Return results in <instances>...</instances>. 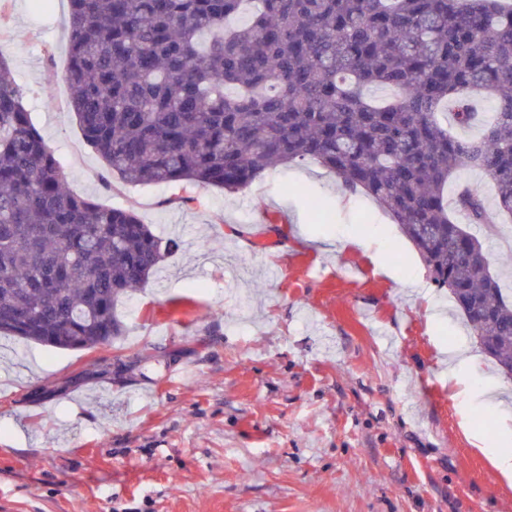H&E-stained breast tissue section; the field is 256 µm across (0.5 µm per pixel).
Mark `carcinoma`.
Listing matches in <instances>:
<instances>
[{"instance_id": "obj_1", "label": "carcinoma", "mask_w": 512, "mask_h": 512, "mask_svg": "<svg viewBox=\"0 0 512 512\" xmlns=\"http://www.w3.org/2000/svg\"><path fill=\"white\" fill-rule=\"evenodd\" d=\"M71 104L105 169L128 184L227 192L314 160L373 198L448 290L471 336L512 376V295L471 224L492 182L512 214V9L501 0H69ZM252 4L247 22L226 26ZM388 89L373 103L367 90ZM497 101L480 137L469 95ZM462 216L461 224L456 216ZM176 239L70 192L0 45V337L58 351L112 345L116 313Z\"/></svg>"}]
</instances>
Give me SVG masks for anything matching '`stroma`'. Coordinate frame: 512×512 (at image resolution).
Here are the masks:
<instances>
[{
    "mask_svg": "<svg viewBox=\"0 0 512 512\" xmlns=\"http://www.w3.org/2000/svg\"><path fill=\"white\" fill-rule=\"evenodd\" d=\"M69 14L0 0L23 104L70 191L181 246L112 346L0 339V512H512V379L383 209L313 161L239 193L103 185Z\"/></svg>",
    "mask_w": 512,
    "mask_h": 512,
    "instance_id": "stroma-1",
    "label": "stroma"
}]
</instances>
